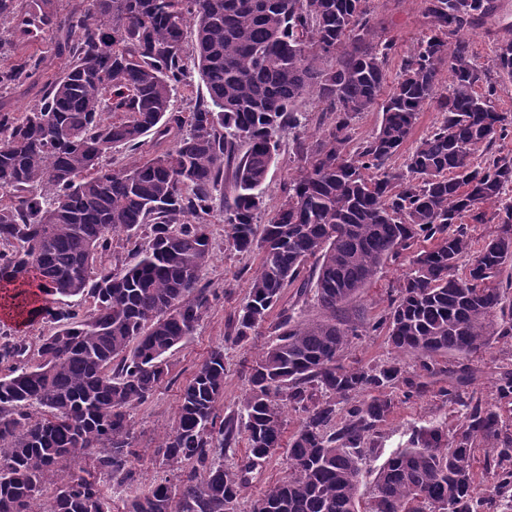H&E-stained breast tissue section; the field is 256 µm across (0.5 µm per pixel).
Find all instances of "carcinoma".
I'll return each instance as SVG.
<instances>
[{"mask_svg":"<svg viewBox=\"0 0 512 512\" xmlns=\"http://www.w3.org/2000/svg\"><path fill=\"white\" fill-rule=\"evenodd\" d=\"M495 10L494 0H424L429 34L384 97L395 43L370 41V0H91L66 13L59 0H0L11 36L0 42V90L40 87L26 111L0 108V289L35 283L43 302L31 317L51 327L34 362L24 341L0 331V512H112L104 486L137 481L129 409L169 382V354L212 306L201 275L217 212L227 249L260 254L232 341L257 335L297 281L302 295L314 287L321 316L281 311L274 340L248 367L240 411L227 417L224 346L211 349L153 451L173 477L125 512H238L243 489L282 447L288 408L303 415L288 440V477L251 512H512V425L452 382L441 393L461 422L449 434L420 431L378 469L360 504L392 388L403 384L410 398L420 385L396 358L344 364L359 330L336 321L387 259L407 251L408 271L364 332L386 331L396 352L416 358L415 376L440 373L443 354L471 356L512 336V280L502 279L512 201L500 232L458 273L472 249L462 218L512 185V156L484 165L474 157L512 135L492 105L512 83V38L496 44L488 68L466 38ZM59 30L69 64L45 80V60L18 50ZM191 65L208 99L184 113L172 97ZM303 98L330 114L328 134L300 144V173L259 230L267 176ZM431 106L442 121L406 172L390 171ZM374 109L380 127L351 146L352 120ZM150 133L154 153L103 164L117 146L138 151ZM72 297L83 307L63 303ZM478 449L494 480L484 497L475 492ZM228 452L226 468L217 459ZM64 468L68 479L45 496Z\"/></svg>","mask_w":512,"mask_h":512,"instance_id":"cac0c4a2","label":"carcinoma"}]
</instances>
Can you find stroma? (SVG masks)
Masks as SVG:
<instances>
[{"label":"stroma","mask_w":512,"mask_h":512,"mask_svg":"<svg viewBox=\"0 0 512 512\" xmlns=\"http://www.w3.org/2000/svg\"><path fill=\"white\" fill-rule=\"evenodd\" d=\"M498 9L480 28L468 33L474 53L482 63H490L493 49L502 38L512 36V0H497ZM378 24L372 32L374 41L394 40L396 52L386 66L385 91H392L404 56L416 47L427 33L422 18L423 0H372ZM301 124L281 137L280 152L272 164L266 181V214L280 206L288 182L298 171V142H314L327 130L329 123L316 101L304 99L297 104ZM258 253H237L224 246V225L213 226V259L202 274V282L217 295L196 333L169 356L170 381L163 385L147 403L130 409L137 455L133 467L137 473V491L147 490L164 477L165 471L152 458V450L160 437L171 430L179 405L182 385L216 345H223L226 371L224 375L223 412L237 409L249 389L247 368L256 355L272 340L270 333L252 337L236 344L231 340V322L248 295V286L258 269ZM408 268L405 258L385 262L373 283L358 292L337 310L336 318L353 325L378 319L389 304L390 291ZM393 352L383 333L369 332L353 338L345 357L346 364L380 365L390 361ZM438 376L425 379L420 394L411 399L396 396L395 405L374 439L371 456L361 486L369 492L370 485L390 455L405 445L412 430L420 427L454 428L460 421L456 406L441 395L449 380L465 377L464 389L482 402L501 410H512V400L500 399L497 386L504 373L512 372V339H497L484 352L470 358L447 357L439 361ZM288 475V451L278 449L244 490L238 512H249L252 502L269 484Z\"/></svg>","instance_id":"35a3bbf8"}]
</instances>
